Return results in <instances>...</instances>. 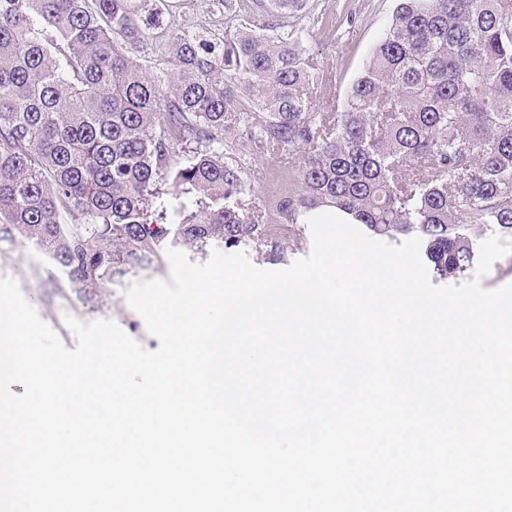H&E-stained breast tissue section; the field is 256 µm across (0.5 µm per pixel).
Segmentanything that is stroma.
<instances>
[{
  "label": "stroma",
  "mask_w": 512,
  "mask_h": 512,
  "mask_svg": "<svg viewBox=\"0 0 512 512\" xmlns=\"http://www.w3.org/2000/svg\"><path fill=\"white\" fill-rule=\"evenodd\" d=\"M315 14L332 16L336 25L308 27L306 41L329 78L327 98L342 101L368 61L372 48L388 25L395 0H310ZM11 276L40 318L51 326L68 349L77 342L65 326L70 314L82 321L111 319L145 348L159 347L142 318L128 305L123 289L101 288L82 293L61 284V276L42 255L27 246L0 245V277Z\"/></svg>",
  "instance_id": "1"
}]
</instances>
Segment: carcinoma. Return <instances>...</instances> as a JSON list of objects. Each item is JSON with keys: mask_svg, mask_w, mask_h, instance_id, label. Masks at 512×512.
<instances>
[{"mask_svg": "<svg viewBox=\"0 0 512 512\" xmlns=\"http://www.w3.org/2000/svg\"><path fill=\"white\" fill-rule=\"evenodd\" d=\"M256 2L220 34L176 24L182 0H0V244L86 292L160 272L169 247L282 258L325 206L421 237L441 279L483 235L512 240V0H397L323 110L308 0ZM275 152L297 163L259 205L242 158Z\"/></svg>", "mask_w": 512, "mask_h": 512, "instance_id": "obj_1", "label": "carcinoma"}]
</instances>
